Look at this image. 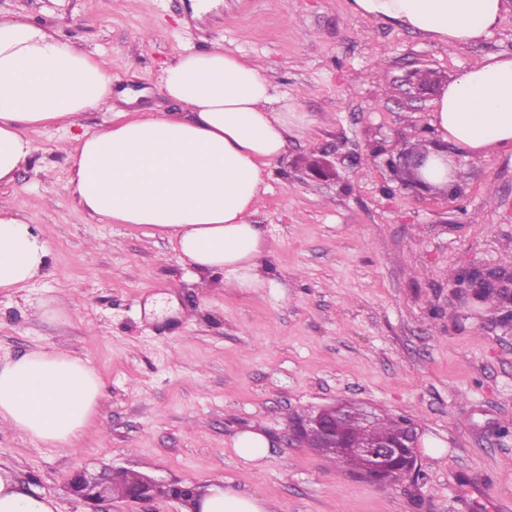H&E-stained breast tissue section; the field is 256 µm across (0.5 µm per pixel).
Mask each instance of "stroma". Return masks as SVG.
Here are the masks:
<instances>
[{
    "label": "stroma",
    "mask_w": 512,
    "mask_h": 512,
    "mask_svg": "<svg viewBox=\"0 0 512 512\" xmlns=\"http://www.w3.org/2000/svg\"><path fill=\"white\" fill-rule=\"evenodd\" d=\"M192 2L0 0L1 13L111 59L112 89L130 92L134 109L179 111L159 90L164 65L213 45L257 61L295 106L254 217L269 270L259 288L188 274L166 237L102 222L64 191L66 148L109 124L108 106L31 131L33 162L0 186V205L45 229L50 262L27 288L0 291V359L67 348L98 374L103 398L63 451L0 426V461L55 512H190L166 493L97 506L73 495L74 473L104 468L165 488L221 481L274 512H512V435L498 434L512 427V328L471 315L448 284L473 263L512 265V150L453 154L456 195L415 190L385 164L434 138L450 81L512 53V10L453 48L351 15L346 0H214L199 18ZM414 67L436 82L410 102ZM313 158L333 176H307ZM59 295L65 312L44 317ZM344 401L417 424L422 480L375 485L289 444L291 417ZM252 426L270 440L258 466L232 446Z\"/></svg>",
    "instance_id": "35a3bbf8"
}]
</instances>
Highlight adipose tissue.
Here are the masks:
<instances>
[{"instance_id":"obj_1","label":"adipose tissue","mask_w":512,"mask_h":512,"mask_svg":"<svg viewBox=\"0 0 512 512\" xmlns=\"http://www.w3.org/2000/svg\"><path fill=\"white\" fill-rule=\"evenodd\" d=\"M512 0H347L349 12L402 25L451 47L487 36ZM162 92L180 116L116 110L76 138L66 183L91 216L168 239L192 275L258 288L265 241L253 224L268 168L288 141V97L253 61L221 47L182 53ZM112 98V70L44 26L0 14V185L37 147L31 130L76 118ZM431 124L457 152L486 158L512 147V54L489 55L449 82ZM50 252L41 230L0 207V290L42 276ZM102 383L76 354L47 345L0 362V422L57 449L72 447L99 413ZM196 512H270L265 501L210 484ZM0 512H54L0 465Z\"/></svg>"}]
</instances>
